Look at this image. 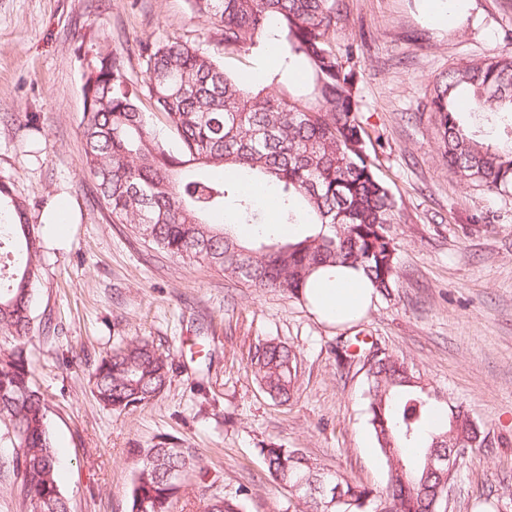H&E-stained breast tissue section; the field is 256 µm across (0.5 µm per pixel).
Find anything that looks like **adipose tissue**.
<instances>
[{
  "mask_svg": "<svg viewBox=\"0 0 512 512\" xmlns=\"http://www.w3.org/2000/svg\"><path fill=\"white\" fill-rule=\"evenodd\" d=\"M373 294L374 288L363 270L349 267L319 272L306 288L309 307L324 320L339 325L363 315Z\"/></svg>",
  "mask_w": 512,
  "mask_h": 512,
  "instance_id": "obj_1",
  "label": "adipose tissue"
}]
</instances>
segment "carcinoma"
Wrapping results in <instances>:
<instances>
[{"mask_svg": "<svg viewBox=\"0 0 512 512\" xmlns=\"http://www.w3.org/2000/svg\"><path fill=\"white\" fill-rule=\"evenodd\" d=\"M193 13L220 27L224 50L249 54L275 47L280 89L252 90L198 44L179 38L146 43L140 50L146 78L131 85L124 62L97 39L83 53L84 165L96 180L97 199L114 224H130L162 251L202 262L259 289L299 296L311 276L338 266L364 270L375 291L398 284L397 201L376 173L364 139L357 72L343 66L331 34L339 0H189ZM306 67L310 89H288L293 64ZM153 101L178 146L157 136L142 98ZM441 154L467 181L493 192L512 190V53L452 68L433 81L429 100ZM486 114L501 128L493 146L477 125ZM269 187L281 224H316L302 239L276 234L265 209L243 184ZM29 204L0 181V240L17 253L9 287L0 288V443L12 449L0 466L12 470L31 512H70L59 485L57 454L44 394L33 382L24 339L32 325L41 277L40 225ZM251 224L255 242L244 245L235 226ZM259 387L288 402L297 391L298 355L267 339L249 352ZM171 364L146 340L133 339L103 357L93 372L94 395L116 413L146 406L170 382ZM403 358L386 352L367 370L368 424L387 467L374 491L325 472L297 448L260 449L269 481L305 497L299 480L316 485L322 512H439L442 478L429 455L470 448L488 433L461 404L428 429L436 399ZM140 467L129 512H168L180 492L178 475L198 464L192 448L161 441L135 449ZM344 498L335 505L334 491ZM203 512H245L244 499L211 497Z\"/></svg>", "mask_w": 512, "mask_h": 512, "instance_id": "cac0c4a2", "label": "carcinoma"}]
</instances>
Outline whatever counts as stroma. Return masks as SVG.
Masks as SVG:
<instances>
[{"label": "stroma", "mask_w": 512, "mask_h": 512, "mask_svg": "<svg viewBox=\"0 0 512 512\" xmlns=\"http://www.w3.org/2000/svg\"><path fill=\"white\" fill-rule=\"evenodd\" d=\"M422 0H342L336 49L357 44L361 115L376 171L400 213L393 227L398 284L374 294L360 320H321L287 294L225 278L165 254L97 201L83 162L81 47L107 41L131 83L140 48L178 37L226 70L269 85L278 55L228 54L216 26L188 0H0V179L30 204L42 231V275L26 349L45 393L71 512H128L137 448H193L170 512L202 497L244 496L247 512H301L268 481L260 448H298L350 483L382 488L386 466L367 424V368L338 365L336 339L369 337L405 357L428 389L466 406L503 437L468 455L446 512H499L512 486V194L466 182L443 162L428 106L449 68L512 52V0H471L458 25L431 23ZM64 207L62 226L47 224ZM144 338L169 355L170 382L127 414L93 395L97 362ZM265 339L299 353L296 398L272 401L249 367Z\"/></svg>", "instance_id": "35a3bbf8"}]
</instances>
